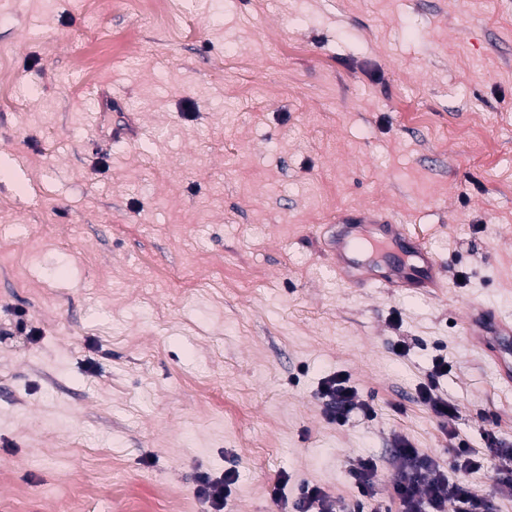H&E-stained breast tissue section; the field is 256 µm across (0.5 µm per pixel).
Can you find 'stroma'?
I'll return each mask as SVG.
<instances>
[{
	"label": "stroma",
	"mask_w": 512,
	"mask_h": 512,
	"mask_svg": "<svg viewBox=\"0 0 512 512\" xmlns=\"http://www.w3.org/2000/svg\"><path fill=\"white\" fill-rule=\"evenodd\" d=\"M173 3L0 0V512H208L231 468V512H276L283 476L351 512L401 438L457 479L418 398L440 353L460 438L511 453L461 316H512V0ZM361 207L426 241L442 294L340 280L320 232ZM339 371L373 416L327 418ZM355 488L358 492V500L355 507L357 510L363 511L362 499L375 498V486L379 480V472L376 462L371 459H364L359 463V466L354 469L352 474ZM373 512H389L390 510L386 507L383 501L374 500ZM240 477L236 470L224 472V477L212 479L208 475L200 478L197 494L210 504L215 512H223L231 496V486L235 485Z\"/></svg>",
	"instance_id": "35a3bbf8"
}]
</instances>
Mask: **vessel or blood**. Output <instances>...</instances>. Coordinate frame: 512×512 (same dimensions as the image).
Returning <instances> with one entry per match:
<instances>
[{
    "mask_svg": "<svg viewBox=\"0 0 512 512\" xmlns=\"http://www.w3.org/2000/svg\"><path fill=\"white\" fill-rule=\"evenodd\" d=\"M326 251L339 277L349 285L412 288L438 294L447 286L442 261L407 225L381 212L358 210L336 219ZM465 332L480 346L499 380L512 385V319L482 304L468 303L462 314Z\"/></svg>",
    "mask_w": 512,
    "mask_h": 512,
    "instance_id": "b4317fda",
    "label": "vessel or blood"
}]
</instances>
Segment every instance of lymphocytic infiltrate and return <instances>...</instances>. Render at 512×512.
<instances>
[{
  "label": "lymphocytic infiltrate",
  "instance_id": "f902f5d3",
  "mask_svg": "<svg viewBox=\"0 0 512 512\" xmlns=\"http://www.w3.org/2000/svg\"><path fill=\"white\" fill-rule=\"evenodd\" d=\"M448 370L445 358L435 360L418 397L433 412L442 432L450 441L451 466L460 472L457 481H449L447 475L438 472L437 462L413 448L408 440H400L393 450V456L400 463V469L392 484L393 495L400 512H491L490 502L480 499L467 481L468 473L481 469L466 443L456 434L453 424L459 414L457 401L448 399L438 390L437 379ZM319 395L330 420L343 422L353 409L370 411L367 402L359 401L355 387L349 383L347 374L339 372L323 378Z\"/></svg>",
  "mask_w": 512,
  "mask_h": 512
}]
</instances>
